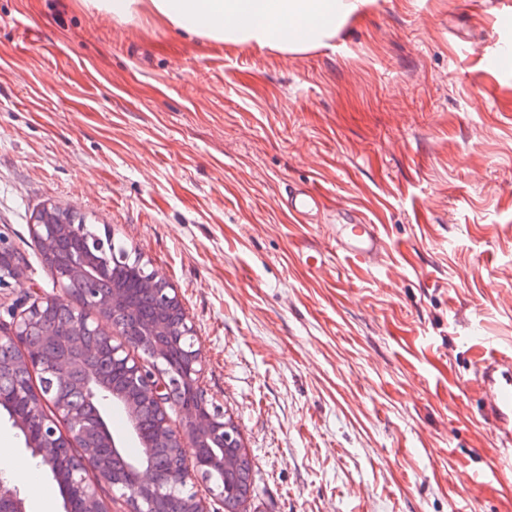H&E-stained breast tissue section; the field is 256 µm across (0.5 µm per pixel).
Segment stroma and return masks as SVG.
I'll return each instance as SVG.
<instances>
[{"label": "stroma", "instance_id": "1", "mask_svg": "<svg viewBox=\"0 0 512 512\" xmlns=\"http://www.w3.org/2000/svg\"><path fill=\"white\" fill-rule=\"evenodd\" d=\"M512 0H372L329 46L215 43L82 0H0V332L59 294L34 216L70 209L178 293L248 512H512L475 362L512 351ZM310 183L383 265L295 224ZM332 239L336 241V250L367 268L383 261L386 245L378 225L366 224L354 217L346 223L334 224ZM18 275V258L7 235L0 229V288H7L9 280H16Z\"/></svg>", "mask_w": 512, "mask_h": 512}]
</instances>
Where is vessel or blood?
Here are the masks:
<instances>
[{
	"instance_id": "1",
	"label": "vessel or blood",
	"mask_w": 512,
	"mask_h": 512,
	"mask_svg": "<svg viewBox=\"0 0 512 512\" xmlns=\"http://www.w3.org/2000/svg\"><path fill=\"white\" fill-rule=\"evenodd\" d=\"M283 210L299 224L321 223L333 203L319 187L287 185L280 199ZM332 238L346 258L366 267L382 263L385 241L378 225L354 218L334 225ZM476 384L485 405V418L501 440H512V354L491 351L477 359Z\"/></svg>"
}]
</instances>
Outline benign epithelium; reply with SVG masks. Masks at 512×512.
I'll list each match as a JSON object with an SVG mask.
<instances>
[{"mask_svg": "<svg viewBox=\"0 0 512 512\" xmlns=\"http://www.w3.org/2000/svg\"><path fill=\"white\" fill-rule=\"evenodd\" d=\"M70 214L57 206H48L42 216L32 225V231L41 248L44 263L54 274L63 290L76 296L79 305L73 306L58 297H43L34 301L16 319L10 331L0 335V352L19 349L18 366L29 372L34 370L50 375L57 384L49 394L53 396L51 413L44 412V395L37 391L30 396L31 414L40 418L38 433L29 431V418L14 413L8 404L0 407L7 410L17 429L26 436L27 447L53 465L57 457L71 455V448L82 449L72 455L68 474L57 476L56 481L63 499L64 512H76L75 500L85 499V512H101L96 485L89 482L87 472H95L96 478L111 486L130 492L132 512H165L162 503L168 494L156 484L155 479L144 478L154 474L149 454L117 473L112 469L110 458L98 452L108 449L119 453L120 445L112 436L99 406L93 397V386L104 385V377L95 372L78 375L68 355L44 356L39 347L54 342L57 337L44 330L42 318L51 311L64 306L68 309L65 324L79 332L64 340L67 350L90 359L97 352V345L88 341L96 338L109 345L112 362L120 366L134 392L113 390L115 399L124 411L134 434H139V421L143 402H151L157 409L158 433L154 440H142L143 447L171 448L179 458L175 481L187 487L188 481L196 478L207 480L209 470L224 468V455L214 452L217 443L224 442V418L209 409L208 402L199 386L201 358L195 349L193 329L187 324L182 304L174 288L158 272L144 271L143 286L155 288L162 295L158 315L153 318L141 316L137 301L127 290L117 257L107 258L94 253L81 240V225L67 224ZM18 258L7 235L0 231V288L9 286V281L18 278ZM120 311L125 322L112 321V314ZM112 323V331L102 330L99 322L90 319V314ZM143 339L155 343L160 355L153 357V370L147 371L136 360L126 355L121 345L112 344V337L127 336L129 329ZM181 392L179 409L185 418L182 428L172 427L166 408L173 389ZM68 425L69 436H63L58 423ZM0 512H26L25 499L16 488L0 482ZM180 512H209L205 499L189 491L182 498Z\"/></svg>", "mask_w": 512, "mask_h": 512, "instance_id": "obj_1", "label": "benign epithelium"}]
</instances>
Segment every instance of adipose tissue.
I'll return each mask as SVG.
<instances>
[{"mask_svg":"<svg viewBox=\"0 0 512 512\" xmlns=\"http://www.w3.org/2000/svg\"><path fill=\"white\" fill-rule=\"evenodd\" d=\"M371 0H84L118 22L140 12L217 43L297 52L325 45Z\"/></svg>","mask_w":512,"mask_h":512,"instance_id":"obj_1","label":"adipose tissue"}]
</instances>
